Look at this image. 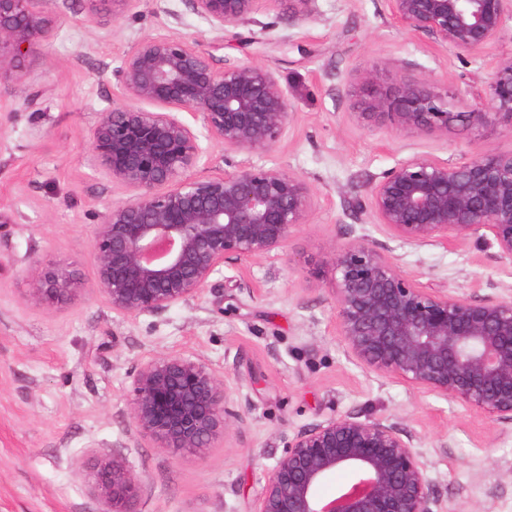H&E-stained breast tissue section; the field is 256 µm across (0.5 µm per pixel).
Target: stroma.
<instances>
[{
  "mask_svg": "<svg viewBox=\"0 0 512 512\" xmlns=\"http://www.w3.org/2000/svg\"><path fill=\"white\" fill-rule=\"evenodd\" d=\"M316 14L259 0L250 20L216 31L190 0H54L47 33L0 76V512H101L77 464L124 459L140 478L137 512H251L288 438L331 416L386 419L412 435L444 512H512V424L373 372L338 332L335 249L365 242L423 286L512 297V262L495 245H409L367 208L371 185L419 154L459 162L512 151V119L474 136L397 133L355 115L357 69L381 85L424 75L454 111L489 100L493 61L512 55V18L490 54L459 58L390 13L387 0H317ZM180 35L215 67L256 62L288 92L293 121L271 150L244 154L188 116L205 178L241 162L295 174L317 205L270 258L228 260L198 297L134 318L92 293L89 259L105 208L130 190L93 165L89 137L121 103L118 71L142 39ZM76 269L85 290L32 305V263ZM184 354L223 376L242 421L205 458L174 457L129 420L133 373Z\"/></svg>",
  "mask_w": 512,
  "mask_h": 512,
  "instance_id": "35a3bbf8",
  "label": "stroma"
}]
</instances>
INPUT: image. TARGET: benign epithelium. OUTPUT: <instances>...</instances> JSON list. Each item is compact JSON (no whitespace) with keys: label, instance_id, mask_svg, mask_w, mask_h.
Wrapping results in <instances>:
<instances>
[{"label":"benign epithelium","instance_id":"1","mask_svg":"<svg viewBox=\"0 0 512 512\" xmlns=\"http://www.w3.org/2000/svg\"><path fill=\"white\" fill-rule=\"evenodd\" d=\"M215 30L247 22L261 0H191ZM392 15L458 57L489 52L512 0H387ZM52 0H0V71L12 73L25 46L46 31ZM125 103L104 110L89 138L95 166L133 192L106 209L89 257L93 288L112 311L157 312L204 291L228 259L267 257L286 246L316 205L309 185L285 171L240 164L189 179L204 148L180 114L199 113L209 136L246 153L271 149L293 113L275 74L255 62L222 69L182 36L150 37L119 70ZM356 117L399 132L480 134L512 118V56L494 63L489 102L455 112L448 89L426 76L384 87L359 71ZM154 105L150 111L146 106ZM369 211L406 244L477 238L512 260V152L488 151L456 163L414 155L383 174ZM334 298L348 354L394 377L512 424V298L469 299L423 287L375 247L353 242L334 254ZM28 300L53 307L83 291L67 265L25 271ZM224 378L183 354L154 356L135 370L132 424L175 457L204 458L240 421ZM347 470L353 481L321 494ZM76 475L103 512H136L139 476L121 459L81 463ZM251 512H440L414 439L384 419L330 417L288 440Z\"/></svg>","mask_w":512,"mask_h":512}]
</instances>
